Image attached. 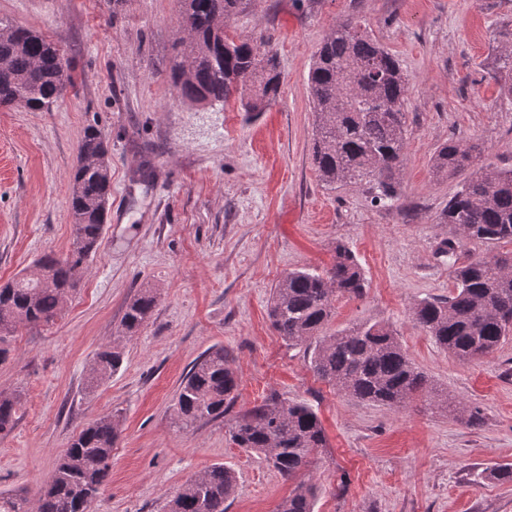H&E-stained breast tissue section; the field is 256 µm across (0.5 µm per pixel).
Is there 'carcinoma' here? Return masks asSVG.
<instances>
[{
  "label": "carcinoma",
  "instance_id": "1",
  "mask_svg": "<svg viewBox=\"0 0 512 512\" xmlns=\"http://www.w3.org/2000/svg\"><path fill=\"white\" fill-rule=\"evenodd\" d=\"M240 2L184 0L178 23L187 36L176 45L171 81L175 98L182 101L223 104L237 95L250 120L278 97L281 72L269 42L236 40L221 27ZM67 68L64 55L42 34L0 19V107L22 103L33 112L51 111L67 92ZM308 87L316 125L313 162L321 182L330 189L365 183L374 203L393 206L408 133V82L397 57L360 24L348 21L333 29L315 53ZM106 153L102 133L88 127L79 156ZM432 169L439 176L461 178L439 216V222L452 225L457 233L441 250L454 267V285L446 297L418 302L412 321L442 349L461 360H474L512 336V253L460 264L458 249L467 241L512 243V167L486 162L477 145L450 139L435 150ZM110 193L106 169L76 166L69 198L76 217L74 247L63 259L40 258L43 278L23 274L0 287V362L7 360L8 338L19 326L48 324L63 314L67 296L103 234ZM365 288L355 253L338 243L330 267L290 271L278 281L268 315L288 345L316 340L313 372L350 397L396 409L418 398L448 404L390 326L364 323L319 335L335 299L360 298ZM155 305L149 290L131 300L121 320L124 333H137ZM122 363L119 348L98 351L89 387L110 379ZM237 388L224 348L208 350L181 385L174 423L184 429L224 417ZM20 406V395L0 393L1 435L13 429ZM120 431V416L97 418L72 438L35 497L0 496V512H90L108 480ZM229 435L238 447L264 455L286 480L296 478L327 447L313 406L276 396L236 417ZM235 485L233 470L212 466L182 485L165 503L164 512H226L224 503ZM315 498L316 488L303 481L279 512H314Z\"/></svg>",
  "mask_w": 512,
  "mask_h": 512
}]
</instances>
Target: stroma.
Segmentation results:
<instances>
[{
	"label": "stroma",
	"instance_id": "1",
	"mask_svg": "<svg viewBox=\"0 0 512 512\" xmlns=\"http://www.w3.org/2000/svg\"><path fill=\"white\" fill-rule=\"evenodd\" d=\"M178 0H0V19L62 50L74 86L48 112L0 108V284L73 247L69 177L88 126L108 144L112 195L100 245L65 315L22 326L0 364V391H20L13 430L0 435V493L34 495L76 433L123 418L112 467L92 512H162L181 486L221 464L237 475L227 512H278L295 487L228 428L276 393L313 406L327 446L301 478L315 512H512V339L462 361L411 320L425 298L453 288L438 254L454 237L438 223L456 179L436 176L448 139L480 143L512 166V99L496 56L512 45V0H242L224 28L269 37L282 72L277 100L246 120L239 99L176 100L170 65ZM360 22L408 75L410 126L399 199L373 206L368 186L325 187L312 163L307 74L324 38ZM356 254L364 297L337 298L324 335L361 323L392 326L414 364L454 404L479 408L466 426L421 400L393 409L345 396L310 366L311 345H288L267 316L270 291L301 267H329L336 244ZM151 290L148 324L119 341L126 305ZM121 342L124 361L95 390V354ZM238 376L223 418L182 430L179 385L210 348Z\"/></svg>",
	"mask_w": 512,
	"mask_h": 512
}]
</instances>
